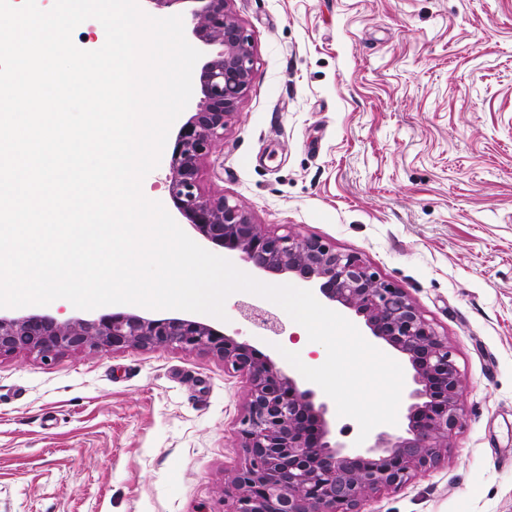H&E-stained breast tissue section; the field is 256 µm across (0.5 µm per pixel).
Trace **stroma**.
<instances>
[{"mask_svg": "<svg viewBox=\"0 0 512 512\" xmlns=\"http://www.w3.org/2000/svg\"><path fill=\"white\" fill-rule=\"evenodd\" d=\"M256 65L201 166L268 231L360 253L446 336L465 416L362 512H512V0H233ZM279 321L253 324L241 304ZM200 320L288 368L301 326L231 294ZM249 399L176 347L0 357V512H232Z\"/></svg>", "mask_w": 512, "mask_h": 512, "instance_id": "35a3bbf8", "label": "stroma"}]
</instances>
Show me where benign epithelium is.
Returning a JSON list of instances; mask_svg holds the SVG:
<instances>
[{
	"mask_svg": "<svg viewBox=\"0 0 512 512\" xmlns=\"http://www.w3.org/2000/svg\"><path fill=\"white\" fill-rule=\"evenodd\" d=\"M192 35L218 51L203 64L196 112L179 129L169 159L168 191L178 212L207 242L251 271L296 278L364 321L370 335L406 356L412 369L404 426L381 431L361 446L331 438L328 404L312 388L255 356L249 345L186 318L150 319L106 312L60 322L49 314H0V356L16 352L44 360L69 350L134 346L215 352L244 374L250 393L238 422L245 459L232 478L234 512H361L381 488H396L435 466L464 417V383L448 339L407 293L356 252L319 236L285 229L271 233L224 195L204 196L198 175L212 146L250 85L254 45L230 8L231 0H195Z\"/></svg>",
	"mask_w": 512,
	"mask_h": 512,
	"instance_id": "1",
	"label": "benign epithelium"
}]
</instances>
